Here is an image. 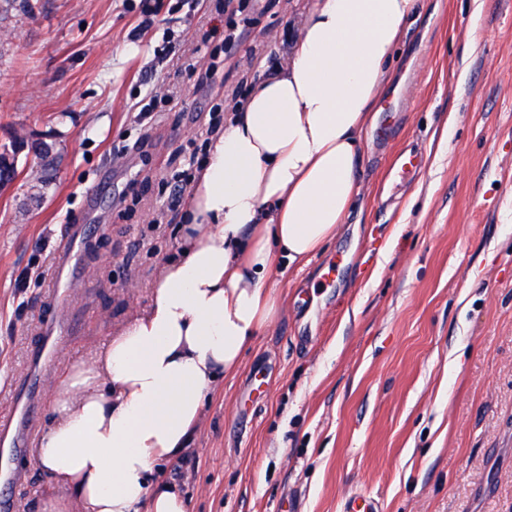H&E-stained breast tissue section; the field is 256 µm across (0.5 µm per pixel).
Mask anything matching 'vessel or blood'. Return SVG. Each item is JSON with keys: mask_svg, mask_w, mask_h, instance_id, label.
<instances>
[{"mask_svg": "<svg viewBox=\"0 0 512 512\" xmlns=\"http://www.w3.org/2000/svg\"><path fill=\"white\" fill-rule=\"evenodd\" d=\"M86 236L82 225H67L64 243L53 258L56 280L41 306V337L29 350L27 372L14 385L11 411L0 416V512H17V493L26 479L18 462L26 456L37 427L43 395L41 373L58 357L64 287L80 274L77 253Z\"/></svg>", "mask_w": 512, "mask_h": 512, "instance_id": "obj_1", "label": "vessel or blood"}]
</instances>
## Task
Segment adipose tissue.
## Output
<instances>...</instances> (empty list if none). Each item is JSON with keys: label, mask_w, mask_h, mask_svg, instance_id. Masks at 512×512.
<instances>
[{"label": "adipose tissue", "mask_w": 512, "mask_h": 512, "mask_svg": "<svg viewBox=\"0 0 512 512\" xmlns=\"http://www.w3.org/2000/svg\"><path fill=\"white\" fill-rule=\"evenodd\" d=\"M417 0H311L287 62L253 85L207 146L147 311L92 363H64L34 450L37 512H187L159 464L187 447L210 384L272 324L278 261L308 264L345 224Z\"/></svg>", "instance_id": "adipose-tissue-1"}]
</instances>
